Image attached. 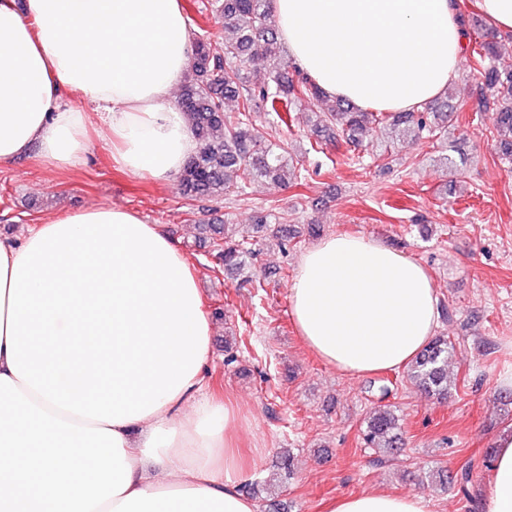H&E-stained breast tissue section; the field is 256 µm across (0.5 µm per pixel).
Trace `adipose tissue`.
Listing matches in <instances>:
<instances>
[{
	"mask_svg": "<svg viewBox=\"0 0 512 512\" xmlns=\"http://www.w3.org/2000/svg\"><path fill=\"white\" fill-rule=\"evenodd\" d=\"M292 59L328 95L411 111L455 77L454 0H271ZM194 42L181 0H0V166L39 145L74 167L101 122L116 165L165 179L197 148L167 100ZM79 93L86 108L66 104ZM307 347L361 375L410 363L437 326L425 268L358 236L301 257L289 289ZM199 279L155 224L120 207L0 237V512H257L237 414L211 388ZM482 512H512V425ZM328 512H428L366 491Z\"/></svg>",
	"mask_w": 512,
	"mask_h": 512,
	"instance_id": "adipose-tissue-1",
	"label": "adipose tissue"
}]
</instances>
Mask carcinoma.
Instances as JSON below:
<instances>
[{
    "mask_svg": "<svg viewBox=\"0 0 512 512\" xmlns=\"http://www.w3.org/2000/svg\"><path fill=\"white\" fill-rule=\"evenodd\" d=\"M211 12L224 25V42L207 36L195 39V53L182 86L180 109L191 125L197 150L184 165L179 177L180 194L189 200L221 199L246 192L254 180L300 181L305 169L288 158V144L272 142L256 128V114H264L272 124L290 128L292 108L299 101L321 103V88L302 73L280 42L269 8V0H214ZM497 42L481 41L469 53L467 67L480 79L475 112L490 115L499 136L504 159L512 160V71L494 64ZM261 55L267 66L249 68L252 57ZM236 102L224 110V100ZM312 127L332 135L343 134L353 150L362 147L361 135L385 140L399 133L417 142L440 137L448 130V101L423 107L417 112H367L339 100L313 113ZM288 213L260 214L256 226L280 244L288 237ZM204 239L213 246V258L224 271L240 273L259 251V242L236 236L229 222L199 221ZM454 344L446 336H436L407 368L406 377L429 397L448 400V356ZM367 448L396 451L403 446L400 419L387 405L374 410L362 430Z\"/></svg>",
    "mask_w": 512,
    "mask_h": 512,
    "instance_id": "1",
    "label": "carcinoma"
}]
</instances>
